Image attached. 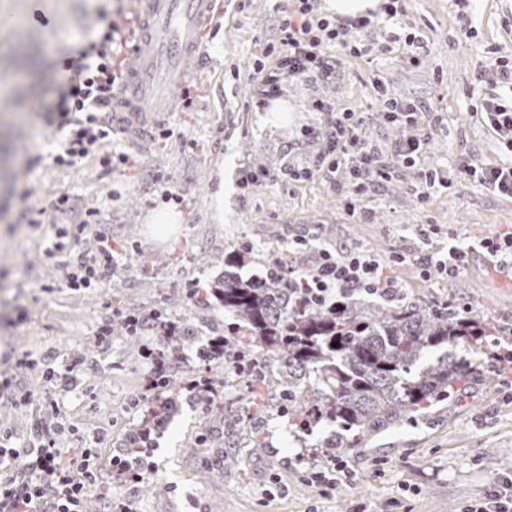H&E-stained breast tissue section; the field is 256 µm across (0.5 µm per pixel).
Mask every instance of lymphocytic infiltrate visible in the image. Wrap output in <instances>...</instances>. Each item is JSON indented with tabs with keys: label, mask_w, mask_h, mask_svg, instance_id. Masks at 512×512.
Returning a JSON list of instances; mask_svg holds the SVG:
<instances>
[{
	"label": "lymphocytic infiltrate",
	"mask_w": 512,
	"mask_h": 512,
	"mask_svg": "<svg viewBox=\"0 0 512 512\" xmlns=\"http://www.w3.org/2000/svg\"><path fill=\"white\" fill-rule=\"evenodd\" d=\"M403 0H383L380 11L382 43L361 38L369 19L359 18L332 23L315 12V0H290L280 19V49L271 64L256 68L252 81L254 96L272 97L278 90L280 71L308 80L335 79L343 65L340 56L330 53L337 45L350 54L363 56L373 50L391 51L399 47L417 51L421 44L415 39H401L391 26L403 13ZM120 26L107 21L86 50L81 51L75 72L58 105L59 126L65 135L53 157L58 167H75L83 160L97 158L104 174H111L113 161L129 164V156L112 158L101 152L100 146L111 132L103 114L112 105V89L119 79L113 61L120 52ZM325 148L313 166L302 169L303 178L325 174L330 179H344L353 203H361L375 187L376 179L386 178L392 165L412 166L428 145L426 136L417 134L397 142L391 163H383L372 152L363 135L365 118L347 111L335 113L326 108ZM480 118L492 130L499 142L512 151V97L491 95L480 101ZM462 180L475 183L492 192L512 198V165L490 166L475 156L463 159L459 168ZM99 213L85 211L77 224L58 229L57 240L47 246V259H61L67 288H88L112 266V242L97 235L90 251L68 253L66 238L81 239L93 224L99 223ZM470 248L449 245L447 250L415 256L414 262L424 277L440 274L456 276L465 268ZM279 277L306 288L311 300L326 305L335 303L337 296L358 293L390 295L384 260L362 250H319L313 264H288L279 268ZM174 360L165 353H155L151 360L149 382L143 394L134 399L137 411L151 415L150 422L136 423L125 433L119 455L112 459L110 480L112 491L100 488L101 468L95 437L89 448H61L56 433L64 429V414L59 405H52L54 427L35 424L29 439L16 442L11 428L0 425V512H86L89 488H99L101 512H139V494L150 476L157 472L154 453L158 448L166 420L171 415L172 402L164 382L170 375Z\"/></svg>",
	"instance_id": "f902f5d3"
}]
</instances>
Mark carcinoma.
<instances>
[{
  "label": "carcinoma",
  "instance_id": "obj_1",
  "mask_svg": "<svg viewBox=\"0 0 512 512\" xmlns=\"http://www.w3.org/2000/svg\"><path fill=\"white\" fill-rule=\"evenodd\" d=\"M206 292L228 319L231 349L279 363L277 389L249 390L248 408L262 413L286 393L297 427L324 419L344 429L339 448L355 446L382 420L419 416L462 390L487 359V337L499 332L489 322L400 300L344 298L323 307L272 273L244 280L226 271ZM462 342L469 361L457 359Z\"/></svg>",
  "mask_w": 512,
  "mask_h": 512
}]
</instances>
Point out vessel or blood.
I'll return each mask as SVG.
<instances>
[{
  "label": "vessel or blood",
  "instance_id": "obj_1",
  "mask_svg": "<svg viewBox=\"0 0 512 512\" xmlns=\"http://www.w3.org/2000/svg\"><path fill=\"white\" fill-rule=\"evenodd\" d=\"M224 0H147L125 55L124 79L112 100V127L138 151L177 107L176 92L200 80L205 33Z\"/></svg>",
  "mask_w": 512,
  "mask_h": 512
}]
</instances>
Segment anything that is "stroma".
<instances>
[{
	"instance_id": "stroma-1",
	"label": "stroma",
	"mask_w": 512,
	"mask_h": 512,
	"mask_svg": "<svg viewBox=\"0 0 512 512\" xmlns=\"http://www.w3.org/2000/svg\"><path fill=\"white\" fill-rule=\"evenodd\" d=\"M285 0H229L223 17L206 34L201 83L177 90L179 108L151 154L129 149L111 136L113 154H129L133 165L113 163L103 174L97 161L54 167L49 155L60 136L48 124L43 103L56 99L70 73L63 65L71 48L86 45L88 32L123 14L133 25L138 0H0V357L16 351L37 358L36 368L6 369L31 393L32 402H0V422L17 440L28 439L35 421L52 424L50 403H59L69 432L64 448L104 435L97 449L103 473L138 415L131 405L149 376L144 348L156 347L163 328L142 336L99 338L105 323L119 326L133 312L163 311L177 333L191 337L177 373L197 378L198 345L224 333V312L214 300H190L186 288L224 273V255L248 241L253 251L238 268L241 277L265 274L273 253L294 236L311 250L363 248L381 258L468 244L512 230V199L474 184L456 183L466 155L488 165L512 163L476 115L478 96L500 93L496 73L480 70L486 58L512 65V0H405L400 25L424 44L419 61L405 52L346 57L331 81H299L281 73L276 98L252 95L258 60L276 45ZM384 91L376 93L373 83ZM409 101L430 115L423 132L429 145L414 166L403 167L369 195L361 213L349 210L344 182L318 175L298 178L322 150L316 133L324 114L368 115L365 139L380 156L411 136L409 127L383 117L384 98ZM284 113L273 114L274 104ZM265 178L239 188L244 171ZM442 171L452 188L434 191L420 203L421 172ZM41 223L25 218L20 192ZM68 195L71 212L55 214L56 198ZM183 217L179 232L158 240L147 217L163 207ZM101 211L95 232L112 239V270L93 287H62L63 271L43 256L53 224L77 222L88 208ZM419 224L438 225L429 240ZM408 296L434 306L463 310L512 326V275L495 273L489 258L470 256L457 278H424L411 264L392 268ZM72 368L76 386L47 382V370ZM482 363L469 387L437 403L415 420L377 426L354 448L341 449L355 481L332 496L302 483L300 473L320 460L337 427L325 420L305 430L275 409L250 416L245 382L224 387V399L209 411L183 403L159 443V469L142 487V512H456L460 503L481 499L499 478L512 477V385L492 379ZM265 442L253 450L251 433ZM207 435L206 452L197 439ZM273 492L262 497L261 489Z\"/></svg>"
}]
</instances>
